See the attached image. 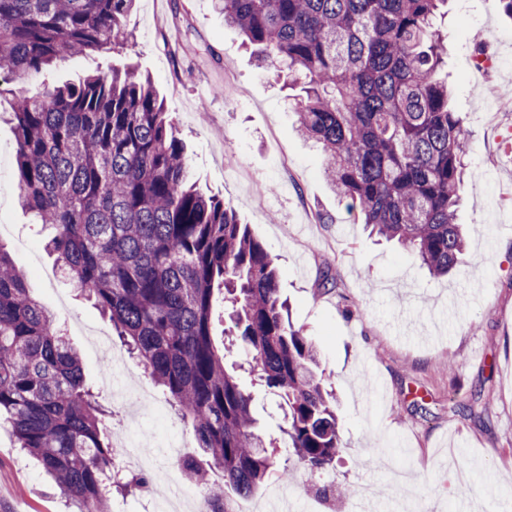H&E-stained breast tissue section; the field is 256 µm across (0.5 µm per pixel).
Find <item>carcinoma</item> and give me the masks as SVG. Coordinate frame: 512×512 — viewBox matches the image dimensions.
<instances>
[{"label": "carcinoma", "instance_id": "1", "mask_svg": "<svg viewBox=\"0 0 512 512\" xmlns=\"http://www.w3.org/2000/svg\"><path fill=\"white\" fill-rule=\"evenodd\" d=\"M447 0H216L224 23L301 85L299 130L371 231L433 276L465 248L456 222L468 134L449 105ZM135 0H0V99L11 101L19 203L47 246L145 373L191 424L206 464L177 461L214 508L249 497L295 455L311 471L341 448L314 344L289 320L278 272L223 199L190 182L184 146L149 77L133 66L76 83H24L71 56L123 47ZM259 380L280 399L282 438L255 431L252 396L226 370L213 304ZM112 415L81 356L0 247V428L35 457L76 512H109L144 489L116 468ZM218 468L223 481L208 480Z\"/></svg>", "mask_w": 512, "mask_h": 512}]
</instances>
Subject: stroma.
<instances>
[{"label": "stroma", "mask_w": 512, "mask_h": 512, "mask_svg": "<svg viewBox=\"0 0 512 512\" xmlns=\"http://www.w3.org/2000/svg\"><path fill=\"white\" fill-rule=\"evenodd\" d=\"M451 105L469 132L459 223L467 252L451 276L433 279L396 244L369 235L324 178L321 149L305 141L294 112L298 89L259 64L213 0H136L133 35L121 52L70 58L45 72L54 85L91 70L134 65L149 74L185 144L201 191L224 197L280 270L291 322L313 340L330 382L342 448L325 474L346 489V512L369 486L365 512H394L401 467L422 512H512V19L493 0H448ZM494 67L478 72L475 48ZM242 94L226 101L224 84ZM14 134L0 122V246L26 274L78 349L88 380L111 409L110 439L128 420L104 387L112 325L65 280L45 233L16 203ZM335 280L321 287L324 276ZM241 384L267 437H279V398L260 385L233 348ZM143 422L156 465L167 444L193 442L190 424L158 387ZM473 407L462 414L460 404ZM497 474L495 487L480 475ZM0 512H72L38 461L0 431Z\"/></svg>", "instance_id": "obj_1"}]
</instances>
